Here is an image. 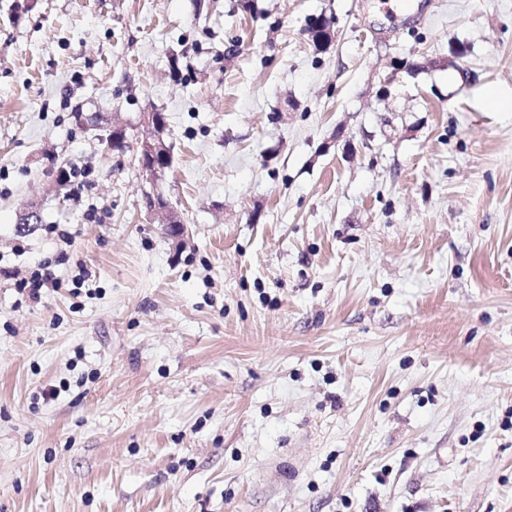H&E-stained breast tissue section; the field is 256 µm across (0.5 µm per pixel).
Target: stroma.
<instances>
[{
  "label": "stroma",
  "instance_id": "1",
  "mask_svg": "<svg viewBox=\"0 0 512 512\" xmlns=\"http://www.w3.org/2000/svg\"><path fill=\"white\" fill-rule=\"evenodd\" d=\"M254 5L0 0V512H512V0ZM150 111L141 112L139 125L150 130V135L136 142L138 153L139 175L148 184H154L168 169L172 162L169 147L166 145L164 135L167 130L166 116L154 107ZM48 263V261L39 263L30 273L29 278H19L18 273L13 269L0 266V277L3 276L6 280H14V288H17L20 292L26 291L30 300L37 301L41 298L43 288H57L58 285L54 275L46 270Z\"/></svg>",
  "mask_w": 512,
  "mask_h": 512
}]
</instances>
